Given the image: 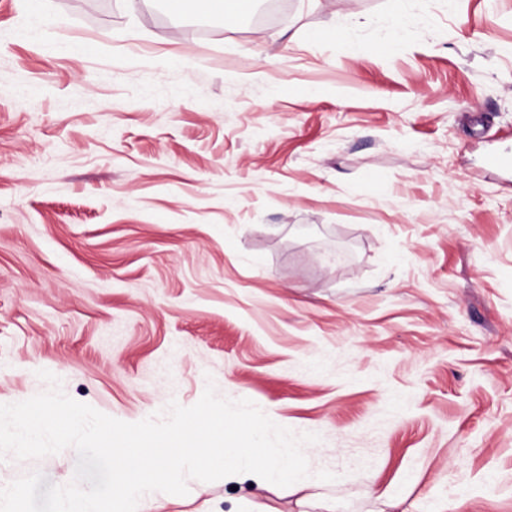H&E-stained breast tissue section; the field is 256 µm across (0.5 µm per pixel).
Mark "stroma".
Wrapping results in <instances>:
<instances>
[{
    "instance_id": "stroma-1",
    "label": "stroma",
    "mask_w": 512,
    "mask_h": 512,
    "mask_svg": "<svg viewBox=\"0 0 512 512\" xmlns=\"http://www.w3.org/2000/svg\"><path fill=\"white\" fill-rule=\"evenodd\" d=\"M0 0V404L253 401L309 492L148 512H512V0ZM190 56V65L178 59ZM68 448L0 461L64 485ZM173 6L179 11H205L224 28L237 20L240 10L247 1L175 0ZM225 3V6H224Z\"/></svg>"
}]
</instances>
